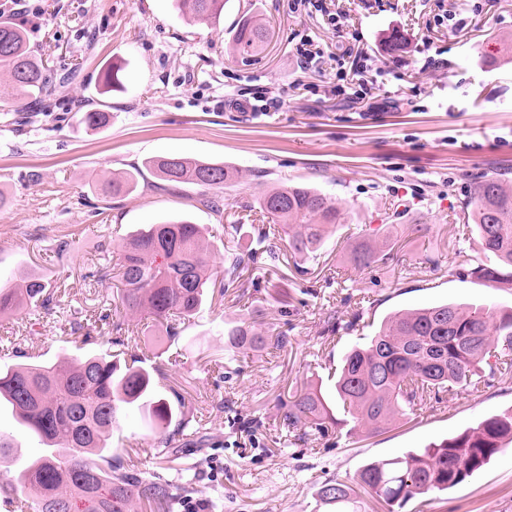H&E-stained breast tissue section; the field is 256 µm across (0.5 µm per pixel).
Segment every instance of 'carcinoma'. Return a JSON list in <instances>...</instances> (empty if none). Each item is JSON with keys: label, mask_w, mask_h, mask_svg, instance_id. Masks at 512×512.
<instances>
[{"label": "carcinoma", "mask_w": 512, "mask_h": 512, "mask_svg": "<svg viewBox=\"0 0 512 512\" xmlns=\"http://www.w3.org/2000/svg\"><path fill=\"white\" fill-rule=\"evenodd\" d=\"M174 7L191 21L209 20L224 13L225 0H173ZM266 39L264 26L242 16L234 26L232 52L253 57ZM121 67L111 65L101 76V91L122 86ZM78 75V67L61 73L30 46L23 29L0 20V81L11 88L14 111L32 100L40 111L52 112L60 88ZM109 113L88 110L82 122L90 130L104 127ZM147 167L170 184L191 183L220 188L239 178V171L177 155L158 157ZM142 169L112 175L103 186L118 194L134 187ZM261 212L277 224L294 254L314 259L328 239L329 229L341 223L336 201L302 184L274 187L257 200ZM464 210L463 227L476 233L480 248L474 257L458 249L452 262L467 275L492 288L512 291V185L489 177L477 183ZM224 267L215 270L210 254L215 245L202 229L188 221L166 220L150 224L129 237L118 249L124 288L118 295L121 313H107L118 336L112 344L135 350L137 337L122 335L127 319L164 325L174 336L178 323L194 317L210 288L224 296V288L240 278L245 261H280V249L270 244L269 230L260 228L256 246L239 251L237 224H221ZM376 257L369 241L355 248L352 261L367 267ZM54 292L36 275L0 285V316L27 312L39 323L52 310ZM362 316L346 318L336 311L322 321L317 344L324 345L359 330ZM290 336L269 334L257 322L242 323L227 333L228 362L237 354L288 348ZM145 355L132 353L120 359L110 353H88L72 359L68 367L31 361L0 367V402L12 407L19 423L43 445L21 463L17 483L0 489L15 500L20 512H71L69 505L82 497H97L94 512H174L193 493L190 481H168L153 470L131 466L105 453L112 430L133 413L158 434L160 454L183 452L176 438L190 436L195 447L209 440V418L185 411L183 395L170 389L168 398L158 392L165 373L142 366ZM512 381V309L506 306L439 304L397 311L383 321L372 336L353 343L336 370V403L342 405L356 427L379 430L396 415L423 409L443 400L453 401L461 391L480 385ZM279 421L288 441L323 437L338 423L322 386L308 383L299 393L279 404ZM512 443V410L486 417L464 431L429 444L419 453L369 463L356 476V484L386 505L403 507L410 499L429 492L464 486L495 455ZM14 435L0 431V466L18 463ZM353 488L335 479L321 483L317 497L328 512H362Z\"/></svg>", "instance_id": "cac0c4a2"}]
</instances>
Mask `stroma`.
<instances>
[{"label": "stroma", "instance_id": "stroma-1", "mask_svg": "<svg viewBox=\"0 0 512 512\" xmlns=\"http://www.w3.org/2000/svg\"><path fill=\"white\" fill-rule=\"evenodd\" d=\"M289 0H227L219 21L188 23L172 0H0V17L25 29L31 47L64 70L80 64L56 111L0 112V283L35 273L55 292L52 315L30 326L26 312L0 317V338L12 347L0 364L36 356L53 363L110 348L113 332L98 314L122 283L110 274L96 287L83 276L115 266L121 238L165 218H183L213 231L241 228L240 250L266 220L256 204L269 188L288 183L334 198L345 225L315 260L285 254L279 267L247 263L240 284L206 300L174 338L161 326L146 330L149 365L161 366L190 408L229 400L217 417L209 448L187 455L193 501L205 512H324L315 492L325 480L353 483L364 464L458 434L480 419L512 408V383L465 391L449 404L415 412L377 433L341 429L289 444L278 403L306 383L320 364L322 390L350 338L316 347L327 312H363L364 335L390 313L437 303L512 306L505 292L473 281L448 253L477 255L474 235L454 237L451 226L477 182L512 183V62L495 51L512 35V0H351L352 25L331 30L321 18L293 13ZM466 22L454 31L436 25L443 12ZM244 15L270 30L264 52L241 61L230 50ZM405 51L387 54L392 32ZM325 53L361 52L374 71L363 81L372 97L356 103L339 91L329 66L302 68L293 47L304 36ZM441 53L444 64L425 68ZM121 68L122 90L97 87L108 65ZM277 98L271 112L238 108L240 97ZM105 106L110 123L87 131L78 103ZM181 155L241 171V182L219 189L169 186L145 173L118 196L101 179L149 158ZM215 199L216 208L202 205ZM383 232L387 242L364 269L351 253L360 239ZM70 250L57 254L58 242ZM286 282L293 298L280 309L271 297ZM355 295L344 301L343 289ZM259 312L271 332L291 338L287 352L250 353L224 363V333ZM92 325L90 345L73 342L68 320ZM260 417L261 429L244 424ZM113 456L175 476L181 462L158 457L156 440L139 416L113 432ZM400 512H512V449L493 457L467 485L418 496Z\"/></svg>", "mask_w": 512, "mask_h": 512}]
</instances>
